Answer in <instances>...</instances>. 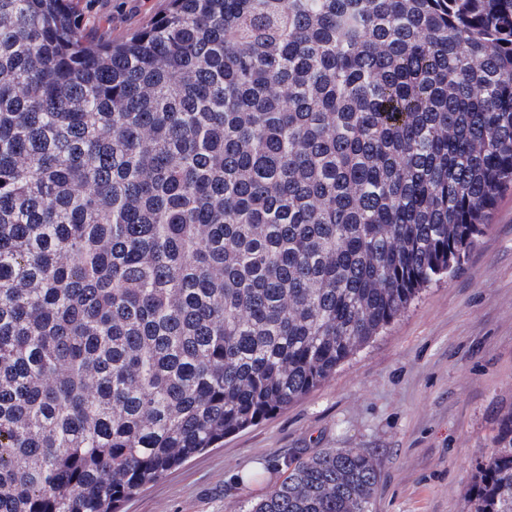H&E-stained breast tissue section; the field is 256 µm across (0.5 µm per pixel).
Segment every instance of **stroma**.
Here are the masks:
<instances>
[{
    "mask_svg": "<svg viewBox=\"0 0 512 512\" xmlns=\"http://www.w3.org/2000/svg\"><path fill=\"white\" fill-rule=\"evenodd\" d=\"M166 0H77L86 30L125 40ZM512 410V190L467 260L335 374L130 498L123 512H250L294 464L357 448L371 512H468V481Z\"/></svg>",
    "mask_w": 512,
    "mask_h": 512,
    "instance_id": "1",
    "label": "stroma"
}]
</instances>
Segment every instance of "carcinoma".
I'll use <instances>...</instances> for the list:
<instances>
[{
  "label": "carcinoma",
  "instance_id": "cac0c4a2",
  "mask_svg": "<svg viewBox=\"0 0 512 512\" xmlns=\"http://www.w3.org/2000/svg\"><path fill=\"white\" fill-rule=\"evenodd\" d=\"M0 0V512H121L458 269L512 187V0ZM356 448L250 512H370ZM471 512H512V410ZM167 0H77V11L86 30L114 42L149 26L167 6Z\"/></svg>",
  "mask_w": 512,
  "mask_h": 512
}]
</instances>
